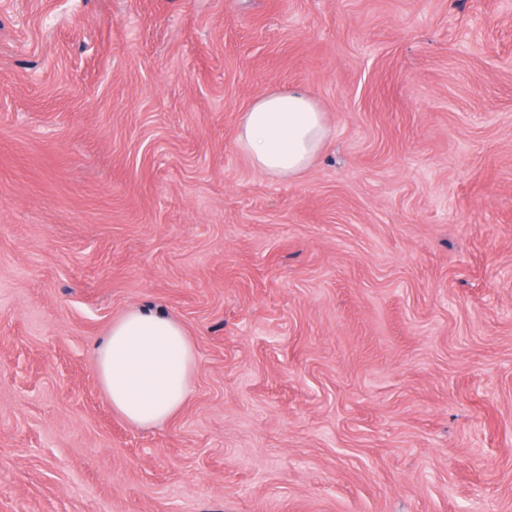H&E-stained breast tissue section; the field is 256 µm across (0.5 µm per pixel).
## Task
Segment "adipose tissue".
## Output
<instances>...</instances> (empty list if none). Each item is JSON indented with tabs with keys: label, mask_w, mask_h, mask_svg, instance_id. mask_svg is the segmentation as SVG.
<instances>
[{
	"label": "adipose tissue",
	"mask_w": 512,
	"mask_h": 512,
	"mask_svg": "<svg viewBox=\"0 0 512 512\" xmlns=\"http://www.w3.org/2000/svg\"><path fill=\"white\" fill-rule=\"evenodd\" d=\"M328 137L325 116L305 92H270L243 113L236 146L254 168L290 179L314 163ZM99 383L113 412L135 427L179 413L192 390L193 343L182 324L150 309L113 320L95 352Z\"/></svg>",
	"instance_id": "ef3b65f1"
}]
</instances>
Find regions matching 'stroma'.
I'll return each mask as SVG.
<instances>
[{"label":"stroma","instance_id":"1","mask_svg":"<svg viewBox=\"0 0 512 512\" xmlns=\"http://www.w3.org/2000/svg\"><path fill=\"white\" fill-rule=\"evenodd\" d=\"M139 306L197 353L146 429ZM0 512H512V0H0ZM328 137L324 112L305 92H270L243 112L236 146L254 168L290 179L314 163ZM95 361L112 411L134 427L172 418L192 390L193 343L180 322L150 309H132L113 320Z\"/></svg>","mask_w":512,"mask_h":512}]
</instances>
